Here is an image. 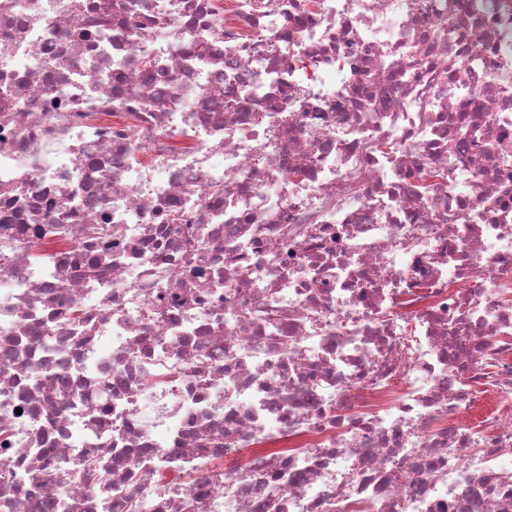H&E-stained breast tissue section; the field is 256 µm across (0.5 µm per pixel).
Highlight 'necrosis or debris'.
<instances>
[{
    "label": "necrosis or debris",
    "instance_id": "obj_1",
    "mask_svg": "<svg viewBox=\"0 0 512 512\" xmlns=\"http://www.w3.org/2000/svg\"><path fill=\"white\" fill-rule=\"evenodd\" d=\"M1 254L0 512H512V0H0Z\"/></svg>",
    "mask_w": 512,
    "mask_h": 512
}]
</instances>
